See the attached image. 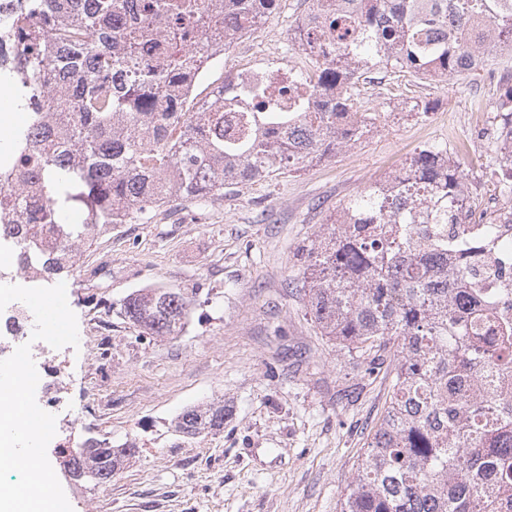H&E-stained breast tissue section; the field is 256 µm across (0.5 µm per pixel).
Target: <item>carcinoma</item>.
Here are the masks:
<instances>
[{
	"instance_id": "1",
	"label": "carcinoma",
	"mask_w": 512,
	"mask_h": 512,
	"mask_svg": "<svg viewBox=\"0 0 512 512\" xmlns=\"http://www.w3.org/2000/svg\"><path fill=\"white\" fill-rule=\"evenodd\" d=\"M279 0H224L205 15L198 0H140L139 21H123L121 0H19L11 30L29 59L0 85L29 112L11 136L14 166L0 174L40 184L42 202L0 210V229L21 264L49 279L73 271L75 253L114 224H145L171 203L160 190L175 167L182 200L234 192L330 159L371 132L361 98L392 93L394 74L426 82L474 74L489 52L510 59L493 101L498 156L494 190L512 196V0H311L292 46L306 66L277 90L286 109L265 111L270 85L244 92L229 72L218 92L238 110L224 135V112L193 110L206 59L187 37L222 25L233 43L274 13ZM163 27L157 58H138ZM65 48L47 62L46 39ZM64 82L67 141L45 125L42 79ZM478 210L448 145L431 144L401 169L365 186L331 215L306 250L303 287L324 335L342 350L372 355L394 348L389 404L358 465L340 512H512V288L472 286L477 253L448 241L447 226ZM75 211L78 224H60ZM178 290L129 294L121 313L148 336H175L187 318ZM224 426V405L182 412L175 429L195 437ZM125 441L87 440L69 461L74 480L112 481L135 456Z\"/></svg>"
}]
</instances>
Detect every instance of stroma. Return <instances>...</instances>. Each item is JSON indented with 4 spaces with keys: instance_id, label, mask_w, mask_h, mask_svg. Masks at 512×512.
Listing matches in <instances>:
<instances>
[{
    "instance_id": "1",
    "label": "stroma",
    "mask_w": 512,
    "mask_h": 512,
    "mask_svg": "<svg viewBox=\"0 0 512 512\" xmlns=\"http://www.w3.org/2000/svg\"><path fill=\"white\" fill-rule=\"evenodd\" d=\"M308 6L280 0L210 68L199 96L239 67H301L289 40ZM412 95L433 101L427 117L409 116L404 95L366 97L374 130L335 159L160 207L151 223L115 225L78 252L63 282L79 344L57 352L67 382L58 416L77 426L59 441L132 438L139 452L111 483L80 486L48 451L73 512H339L389 398L393 353L369 375L324 336L301 283V247L351 195L429 144L447 145L483 206L505 203L490 196L495 145L475 135L492 121V79L424 82ZM142 288L189 298L180 335L142 334L121 315ZM217 402L223 429L175 431L184 410Z\"/></svg>"
}]
</instances>
